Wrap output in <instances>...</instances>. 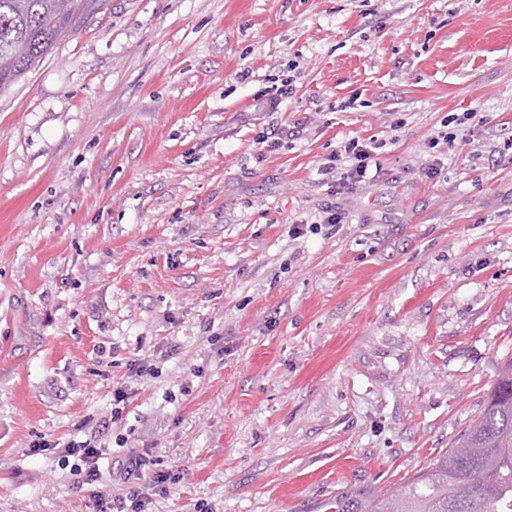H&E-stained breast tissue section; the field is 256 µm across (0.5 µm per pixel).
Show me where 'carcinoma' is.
Returning a JSON list of instances; mask_svg holds the SVG:
<instances>
[{"label": "carcinoma", "mask_w": 512, "mask_h": 512, "mask_svg": "<svg viewBox=\"0 0 512 512\" xmlns=\"http://www.w3.org/2000/svg\"><path fill=\"white\" fill-rule=\"evenodd\" d=\"M92 0H0V88L51 53ZM334 512H512V358L484 410L437 461L400 489L336 495Z\"/></svg>", "instance_id": "obj_1"}]
</instances>
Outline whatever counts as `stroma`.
<instances>
[{
  "instance_id": "stroma-1",
  "label": "stroma",
  "mask_w": 512,
  "mask_h": 512,
  "mask_svg": "<svg viewBox=\"0 0 512 512\" xmlns=\"http://www.w3.org/2000/svg\"><path fill=\"white\" fill-rule=\"evenodd\" d=\"M354 137L380 171L330 193ZM510 357L512 0H98L0 89V512H94L72 439L127 493L119 435L149 512H329ZM61 453L65 457H74L79 461L76 463V470L81 476L82 485L93 486L101 478L99 461L103 459L104 449L101 445L92 444L91 440L68 441L61 446ZM116 463H118L116 465ZM112 464L116 467H119L120 476L123 474V479L127 482L130 480L141 481L140 484L143 488H148V486H152V488L158 487L160 484L166 482V475L162 472H158L152 468L155 465L153 460L149 457L147 452L145 453H135L131 452L124 457V459H116L112 460ZM149 489V488H148Z\"/></svg>"
}]
</instances>
